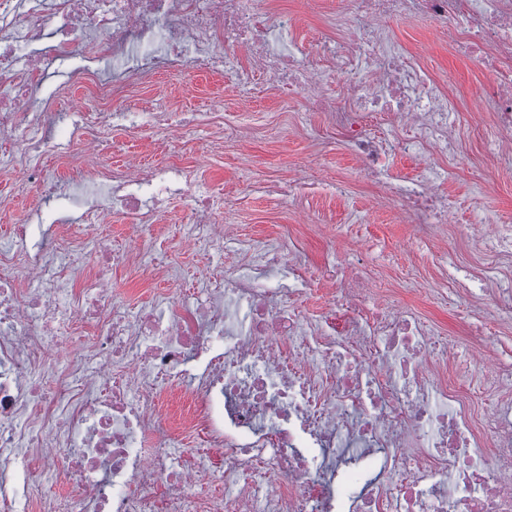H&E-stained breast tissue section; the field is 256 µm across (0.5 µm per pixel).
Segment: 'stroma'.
Here are the masks:
<instances>
[{
    "instance_id": "obj_1",
    "label": "stroma",
    "mask_w": 512,
    "mask_h": 512,
    "mask_svg": "<svg viewBox=\"0 0 512 512\" xmlns=\"http://www.w3.org/2000/svg\"><path fill=\"white\" fill-rule=\"evenodd\" d=\"M269 8L275 15L297 17L294 36L306 47L344 33L341 0H269ZM386 30L390 42L430 74L451 77L444 94L458 114L442 137V151L432 157L454 170L440 186L449 223L421 229L334 135L329 113L314 110L303 95L261 78L245 100L230 76L188 70L158 76L139 88L134 100L143 107L182 112H206L223 104L224 121L237 127V139L214 152L202 133L190 130L180 154L186 164L203 165L210 183L223 193V221L237 226L241 242L221 252L185 248L182 229L190 206L182 198L169 205L154 229L157 248L178 267V287L186 291L221 263L242 258L243 242L284 235L289 248L300 250L313 266L322 265L331 252L344 261L356 260L366 278L389 289L394 305L414 309L457 347L474 336L486 337L500 362L512 365V321H499L475 278L488 266L512 276V255L485 250L470 234L477 220L512 223V178L485 165L492 149L491 112L483 103L486 78L426 19L395 18ZM304 170L317 183L312 192L288 197L261 188L265 182L288 185ZM33 193V186L19 187L14 175L0 172V248L11 245L12 219L28 209Z\"/></svg>"
}]
</instances>
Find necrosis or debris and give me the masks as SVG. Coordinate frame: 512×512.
<instances>
[{
    "label": "necrosis or debris",
    "instance_id": "4bbe7bcc",
    "mask_svg": "<svg viewBox=\"0 0 512 512\" xmlns=\"http://www.w3.org/2000/svg\"><path fill=\"white\" fill-rule=\"evenodd\" d=\"M343 10L357 21L350 37L321 38L309 55L282 46L297 20L271 15L267 0H0V132L10 136L0 167L38 189L14 219V247L0 251V461L17 472L14 512L30 502L40 512H512V368L474 341L470 358L487 366L481 394L447 381V339L374 301L355 266L316 272L266 240L187 300L163 289L137 310L112 288L119 267L175 280L144 237L170 198L193 201L185 247L236 238L212 220L211 183L176 152L189 125L222 148L223 111L188 120L110 109L161 72L221 71L244 97L259 73L320 107L339 77L350 96L336 133L376 174L392 154L425 155L447 126L436 82L384 38L387 20L411 11L487 75L494 153L512 167V0H343ZM73 57L95 106L52 137L60 99L46 90V64ZM107 57L108 72L98 66ZM371 112L392 113L412 135L376 130ZM112 124L165 140L169 161L103 166ZM49 153L104 193L76 198L47 174ZM445 175L424 164L395 197L426 223H447ZM53 200L79 202L91 223L54 220L28 248L32 216ZM116 213L135 242L124 252L101 235ZM315 282L330 305L312 320L299 299ZM169 401L186 407L198 448H183ZM59 476L70 491L54 499ZM206 482L217 493L202 492Z\"/></svg>",
    "mask_w": 512,
    "mask_h": 512
}]
</instances>
